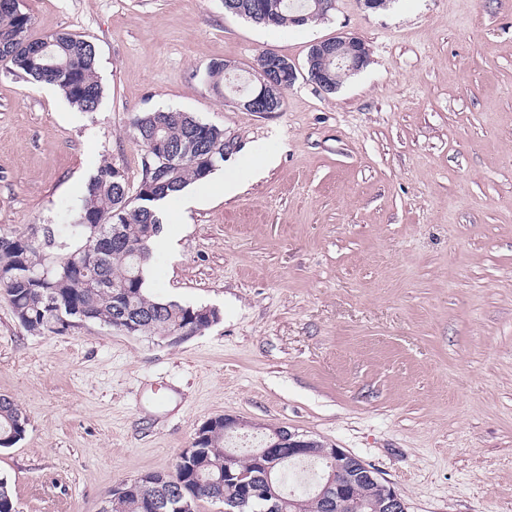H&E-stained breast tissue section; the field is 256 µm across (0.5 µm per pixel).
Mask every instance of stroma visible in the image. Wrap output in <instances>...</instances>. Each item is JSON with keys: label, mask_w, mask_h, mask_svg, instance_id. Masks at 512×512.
I'll list each match as a JSON object with an SVG mask.
<instances>
[{"label": "stroma", "mask_w": 512, "mask_h": 512, "mask_svg": "<svg viewBox=\"0 0 512 512\" xmlns=\"http://www.w3.org/2000/svg\"><path fill=\"white\" fill-rule=\"evenodd\" d=\"M33 34L92 41L98 111L0 67V232L65 236L106 161L141 173L135 114L223 129L242 184L183 211L147 264L150 297L207 304L178 343L88 322L24 330L0 291V394L28 420L0 448L18 512H100L106 492L169 471L230 414L247 454L285 426L359 457L408 512H512V0H336L269 29L224 0H23ZM363 39L369 62L327 92L312 42ZM298 78L248 112L208 67L263 51ZM273 162L256 173L254 148Z\"/></svg>", "instance_id": "obj_1"}]
</instances>
